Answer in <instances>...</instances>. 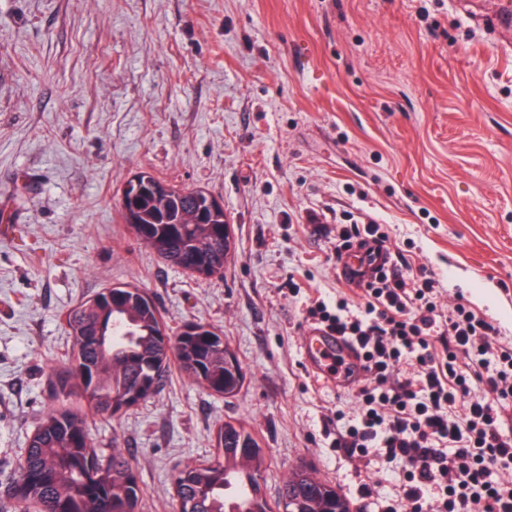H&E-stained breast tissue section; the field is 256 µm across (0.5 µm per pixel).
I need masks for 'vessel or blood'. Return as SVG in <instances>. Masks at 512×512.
Returning a JSON list of instances; mask_svg holds the SVG:
<instances>
[{
    "instance_id": "vessel-or-blood-1",
    "label": "vessel or blood",
    "mask_w": 512,
    "mask_h": 512,
    "mask_svg": "<svg viewBox=\"0 0 512 512\" xmlns=\"http://www.w3.org/2000/svg\"><path fill=\"white\" fill-rule=\"evenodd\" d=\"M385 258V251L366 246L343 263L341 274L349 281H358L361 273L368 271L370 263L380 264ZM303 343L310 372L323 380L338 385L344 382L347 373H354L358 378L363 376L359 349L346 337L325 328L310 326L303 333Z\"/></svg>"
}]
</instances>
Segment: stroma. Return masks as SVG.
I'll return each mask as SVG.
<instances>
[{
	"mask_svg": "<svg viewBox=\"0 0 512 512\" xmlns=\"http://www.w3.org/2000/svg\"><path fill=\"white\" fill-rule=\"evenodd\" d=\"M141 171L223 202V276L171 266L124 224ZM1 212L0 512L56 405L66 313L116 284L171 329L223 333L245 373L224 398L174 366L146 402L88 412L143 512H174L175 472L211 461L227 420L264 448L268 500L306 461L355 512H384L398 466L334 447L356 391L306 369L305 311L347 288L335 225L370 218L434 272L440 304L459 297L512 342V54L451 0H0Z\"/></svg>",
	"mask_w": 512,
	"mask_h": 512,
	"instance_id": "obj_1",
	"label": "stroma"
}]
</instances>
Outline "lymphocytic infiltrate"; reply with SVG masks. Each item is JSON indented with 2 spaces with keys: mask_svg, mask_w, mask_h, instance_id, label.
Instances as JSON below:
<instances>
[{
  "mask_svg": "<svg viewBox=\"0 0 512 512\" xmlns=\"http://www.w3.org/2000/svg\"><path fill=\"white\" fill-rule=\"evenodd\" d=\"M427 268L390 264L306 322L352 340L365 383L335 445L399 464L401 512H512V345L460 300L440 310Z\"/></svg>",
  "mask_w": 512,
  "mask_h": 512,
  "instance_id": "lymphocytic-infiltrate-1",
  "label": "lymphocytic infiltrate"
}]
</instances>
